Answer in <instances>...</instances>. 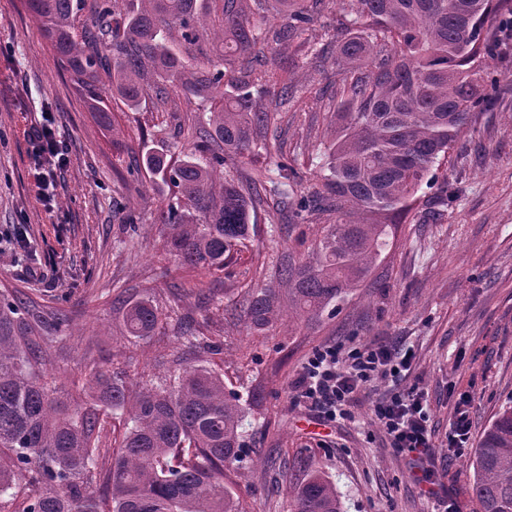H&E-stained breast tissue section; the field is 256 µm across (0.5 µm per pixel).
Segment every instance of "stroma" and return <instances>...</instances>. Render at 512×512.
Listing matches in <instances>:
<instances>
[{
	"instance_id": "1",
	"label": "stroma",
	"mask_w": 512,
	"mask_h": 512,
	"mask_svg": "<svg viewBox=\"0 0 512 512\" xmlns=\"http://www.w3.org/2000/svg\"><path fill=\"white\" fill-rule=\"evenodd\" d=\"M483 69L495 77L491 111L441 160L436 175L460 190L452 208L432 213L435 191L421 190L393 229L390 246L337 317L281 320L263 334L246 330L256 289L288 285L275 270L307 257V244L336 221L322 210L296 218L279 199L255 202L249 236L221 271L185 266L170 247L162 212L173 194L147 169L130 165L147 151L181 157L178 131L187 111L211 104L174 92L169 110L150 99L111 102L112 127L91 116L24 7L0 0V285L20 288L37 307L66 319V334L43 346L41 372L61 405L82 411L89 391L72 381L93 365L108 367L130 392L161 375L203 365L236 392L248 417L247 448L226 464L224 484L242 512H288V485L301 481L305 457L332 480L347 512H435L420 495L408 456L392 448L371 416L392 385L418 386L430 413L434 464L454 512H477L468 466L479 438L512 401V29L499 27ZM272 73L297 94L277 126L254 130L250 153L229 158L226 177L243 181L255 167L287 158L296 190L320 189L318 158L335 136L325 101L338 93L310 58L283 45ZM47 122L63 140L67 164L55 176V202L44 206L31 159L29 131ZM148 299L164 320L144 340L127 336L128 302ZM190 328L202 344L182 338ZM336 344L411 347L409 372L397 382L365 385L352 417L323 423L292 399L293 385L316 347ZM473 393L470 438L448 454L453 406Z\"/></svg>"
}]
</instances>
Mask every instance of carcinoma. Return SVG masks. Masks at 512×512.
Returning a JSON list of instances; mask_svg holds the SVG:
<instances>
[{
    "mask_svg": "<svg viewBox=\"0 0 512 512\" xmlns=\"http://www.w3.org/2000/svg\"><path fill=\"white\" fill-rule=\"evenodd\" d=\"M350 16L337 32L335 76L341 99L333 106L336 137L321 166L322 189L312 199L336 212L322 227L312 260L288 263L276 278L288 283L289 316L331 318L389 246L391 225L408 210L422 185L431 184L440 157L491 105L479 60L489 54L497 25L512 16V0H339ZM281 16L267 23L266 4ZM323 0H25L70 82L98 123L112 129L108 99L156 110L171 91L221 105L180 127L193 149L172 161L149 152L143 164L174 188L164 224L182 262L222 269L247 238L250 206L264 196L296 207L309 199L290 194L292 169L276 177L255 168L247 185L224 177V155L251 150L252 128L288 111L292 86L284 83L272 109L255 96L266 92L265 49L296 43L320 62L327 51L307 32ZM438 207L459 191L444 182ZM249 329L282 318L278 291L256 290ZM147 299L124 314L127 335L150 336L159 324ZM59 313L36 310L20 293L0 294V512H240L224 486V464L244 447V409L238 395L205 367L173 382L130 395L102 370L92 372L95 399L128 414L131 426L114 450L102 440L97 410L69 413L42 382L35 348L64 332ZM112 459L102 487L88 474ZM470 466L479 512H512V405L486 427ZM304 481L288 491V512H343L336 485L300 461Z\"/></svg>",
    "mask_w": 512,
    "mask_h": 512,
    "instance_id": "obj_1",
    "label": "carcinoma"
}]
</instances>
